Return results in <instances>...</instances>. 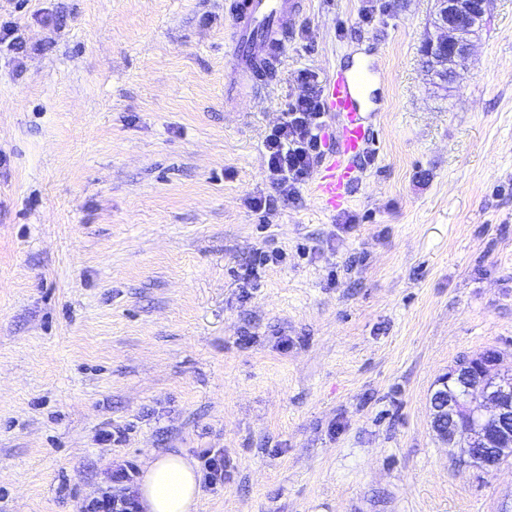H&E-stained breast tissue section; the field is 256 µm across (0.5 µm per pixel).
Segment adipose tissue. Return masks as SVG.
I'll use <instances>...</instances> for the list:
<instances>
[{
    "mask_svg": "<svg viewBox=\"0 0 512 512\" xmlns=\"http://www.w3.org/2000/svg\"><path fill=\"white\" fill-rule=\"evenodd\" d=\"M142 512H196L200 477L193 463L178 454H151L136 485Z\"/></svg>",
    "mask_w": 512,
    "mask_h": 512,
    "instance_id": "ef3b65f1",
    "label": "adipose tissue"
}]
</instances>
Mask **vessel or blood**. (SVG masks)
Segmentation results:
<instances>
[{
	"label": "vessel or blood",
	"mask_w": 512,
	"mask_h": 512,
	"mask_svg": "<svg viewBox=\"0 0 512 512\" xmlns=\"http://www.w3.org/2000/svg\"><path fill=\"white\" fill-rule=\"evenodd\" d=\"M304 7V0H235L230 60L234 72H270L282 37ZM377 69L366 63L339 70L326 87L325 110L336 125V150L325 161L315 185L326 203L342 199L353 177V164L372 135L371 118L385 98L375 87Z\"/></svg>",
	"instance_id": "obj_1"
}]
</instances>
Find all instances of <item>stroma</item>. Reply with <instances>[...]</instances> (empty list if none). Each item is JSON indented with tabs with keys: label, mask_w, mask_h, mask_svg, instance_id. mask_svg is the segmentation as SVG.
<instances>
[{
	"label": "stroma",
	"mask_w": 512,
	"mask_h": 512,
	"mask_svg": "<svg viewBox=\"0 0 512 512\" xmlns=\"http://www.w3.org/2000/svg\"><path fill=\"white\" fill-rule=\"evenodd\" d=\"M233 3L0 0L29 46H0V512L219 448L198 512H512V461L431 427L462 357L512 374V0L444 87L433 0H305L260 94ZM367 60L386 104L346 201L276 198L297 73ZM259 248L285 258L253 279ZM203 483L209 487L224 483V451L211 452L206 450L202 454Z\"/></svg>",
	"instance_id": "1"
}]
</instances>
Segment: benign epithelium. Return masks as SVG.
Wrapping results in <instances>:
<instances>
[{"instance_id": "obj_1", "label": "benign epithelium", "mask_w": 512, "mask_h": 512, "mask_svg": "<svg viewBox=\"0 0 512 512\" xmlns=\"http://www.w3.org/2000/svg\"><path fill=\"white\" fill-rule=\"evenodd\" d=\"M433 27L437 35L425 39L422 55L426 61V72L443 83L459 76V69L465 66L476 41L483 29L490 0H434ZM470 366L477 369L481 377L496 379L492 388L478 397L479 403L469 405V397L458 394L448 395V377L437 382L439 398L444 405L434 409L433 418L448 420V429L436 431L437 437L453 449L459 429L456 418L466 415L477 422L474 430L468 432L469 446L462 449L468 458L477 463L479 456L474 448H484L490 454V461L482 462L484 468L493 472L512 458V376L505 378L493 373L498 366L496 356L491 353L474 359Z\"/></svg>"}]
</instances>
